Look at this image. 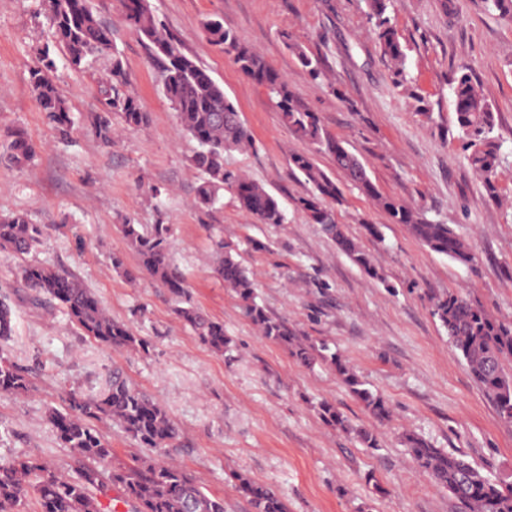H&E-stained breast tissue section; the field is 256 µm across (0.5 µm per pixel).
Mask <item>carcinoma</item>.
Masks as SVG:
<instances>
[{"label": "carcinoma", "instance_id": "1", "mask_svg": "<svg viewBox=\"0 0 512 512\" xmlns=\"http://www.w3.org/2000/svg\"><path fill=\"white\" fill-rule=\"evenodd\" d=\"M47 18L57 42L64 48L68 63L80 68L86 63L102 62L109 87L103 110L94 117L93 128L103 142L112 143V116L117 115L129 128H140L150 121L139 98L126 93L128 73L112 41V28L98 21L89 0H47ZM368 17L382 58L390 65L393 83H406V58L391 18L390 0H366ZM125 19L145 41L160 66V88L177 113L179 124L196 149L189 157L191 166L201 175L197 202L211 209L220 201V191H230L239 207L260 224H283L286 213L278 200L261 184L224 167V153L253 147V137L242 122L239 109L224 93L209 72L187 55L179 37L169 32L150 8L149 0H122ZM202 30L210 43L232 57L251 80L264 87L274 99L283 125L305 141L308 149L291 154V168L309 186L306 195L295 200L313 224L336 243L365 274L376 277L378 271L368 252L336 223L335 204L342 201L336 179L318 163L325 155L336 164L350 184L370 198L393 224L408 226L412 235L430 251L468 265L473 261L469 246L453 229L430 219L420 209L399 197L382 193L372 181L368 165L352 153L345 142L327 130L317 113L308 108L290 89L287 81L271 69L262 56L240 42L233 30L215 17H207ZM288 49L315 80L323 78L320 59L295 42ZM53 61L30 70V84L47 118L61 137L70 136L74 121L64 91L49 76ZM457 118L458 138L470 168L483 183L488 197L498 199L495 178L501 163L500 145L493 132L495 114L492 104L480 93L469 68L459 67L451 81ZM11 160L28 163L35 154L34 145L21 131L12 133ZM119 230L139 256V267L126 268L119 256L112 266L134 280L141 271L168 289L176 302V313L209 348L222 354L231 340L224 323L213 319L190 296L184 273L170 254V224H152L145 232L140 224H121ZM44 230L27 216L17 214L0 221V250L23 256L41 242ZM221 259L215 274L224 287L233 290L244 315L262 336L291 348L305 366L317 362L329 364L345 387L359 399L378 421L389 417L386 401L371 389L341 357L330 351L323 340L298 336L284 319L271 316L257 300L255 282L237 260L224 238L212 239ZM22 278L37 293L57 302L70 321L85 335L113 350H144L147 341L133 328L112 318L96 295L69 273L40 264L22 268ZM436 317L460 354L467 369L485 395L494 404L500 421L512 424V373L503 365L512 356V321L495 317L479 304L459 293L448 292L432 305ZM13 334V308L0 298V340ZM30 390V381L19 367L0 357V395L21 394ZM320 414L330 425L356 431L367 448L379 447L376 436L352 424L329 402L320 404ZM110 419L145 448H161L176 435V427L166 411L143 392L132 387L118 372L112 373L105 391L99 396L70 398L68 409L51 408L47 421L62 445L70 449L79 466L73 474L62 473L53 463L20 457L0 463V512H24L29 495L37 499L40 512H114L112 487L123 491L122 502L132 504L134 512H224V499L207 494L181 467L169 462L144 461L114 470L108 466L112 448L96 426ZM403 444L417 465L429 472L448 490L459 512H512V485L493 479L463 455L436 448L420 436L406 432ZM238 489L249 499L254 512H286L278 492L242 474H234Z\"/></svg>", "mask_w": 512, "mask_h": 512}]
</instances>
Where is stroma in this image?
<instances>
[{
  "label": "stroma",
  "mask_w": 512,
  "mask_h": 512,
  "mask_svg": "<svg viewBox=\"0 0 512 512\" xmlns=\"http://www.w3.org/2000/svg\"><path fill=\"white\" fill-rule=\"evenodd\" d=\"M187 53L206 67L238 106L253 150L224 157L226 168L263 184L285 207L282 224H260L232 194L212 210L198 207L195 144L160 91V70L123 16L120 0H92L95 15L129 73L148 125L128 129L113 118L105 144L91 131L105 84L100 65L71 67L56 43L43 0H0V218L25 214L44 237L27 257L0 253V296L13 306L14 332L0 353L29 373L32 388L0 395V461L39 457L71 472L76 460L46 421L71 393L99 394L113 368L168 413L178 434L161 451L111 420L97 427L112 448L113 467L154 455L179 465L225 512H252L231 482L241 473L276 489L288 512H458L446 489L400 443L412 430L434 447L464 454L494 477L512 482V424L496 410L433 316L436 295L458 292L499 318L512 319V21L480 0H395L393 24L407 47L405 88H394L364 0H149ZM223 19L240 41L282 75L327 129L363 158L386 194L451 225L475 255L463 266L424 247L402 224L389 223L326 156L318 162L343 184L336 219L372 257L370 277L294 205L308 187L290 167L305 150L280 121L266 90L212 46L201 29ZM296 42L318 56L317 83L289 51ZM50 53L54 80L69 97L75 122L60 139L32 91L29 71ZM467 66L495 108L501 144V199H489L458 139L450 80ZM24 130L36 154L24 167L9 158L13 130ZM159 187V197L146 189ZM170 224L174 262L194 301L222 321L231 349L214 353L176 315L167 290L148 274L125 278L112 266L139 264L118 226ZM224 227L252 274L259 302L301 335L325 340L390 407L376 422L326 364L308 368L289 348L261 336L238 297L214 274L210 225ZM380 228L370 236L366 225ZM65 270L91 288L113 318L148 342L116 352L84 336L52 302H34L21 278L24 263ZM372 430L371 450L323 421L321 402Z\"/></svg>",
  "instance_id": "stroma-1"
}]
</instances>
